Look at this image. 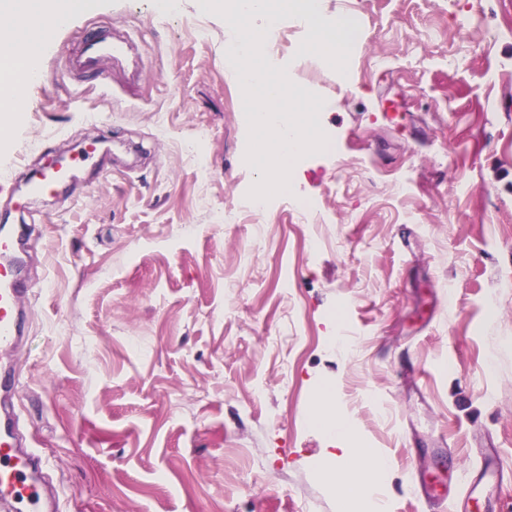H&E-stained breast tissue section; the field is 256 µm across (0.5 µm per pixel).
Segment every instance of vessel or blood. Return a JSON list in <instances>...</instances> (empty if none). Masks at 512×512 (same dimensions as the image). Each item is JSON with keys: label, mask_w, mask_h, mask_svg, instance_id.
Instances as JSON below:
<instances>
[{"label": "vessel or blood", "mask_w": 512, "mask_h": 512, "mask_svg": "<svg viewBox=\"0 0 512 512\" xmlns=\"http://www.w3.org/2000/svg\"><path fill=\"white\" fill-rule=\"evenodd\" d=\"M122 71L127 86L138 85L141 76L139 49L131 33L109 28L83 39L69 68L81 73L99 71L102 61ZM74 165L45 169L29 182V196H45L65 180L75 178ZM28 242L26 226L0 231V357L9 356L22 340L21 302L29 288L20 274L21 255ZM18 385L0 381V503L11 512H48L41 456L26 449L16 418ZM480 467L463 476L466 491L455 503V512H494L491 492L503 479L500 458L492 449L481 452Z\"/></svg>", "instance_id": "vessel-or-blood-1"}]
</instances>
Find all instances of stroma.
I'll use <instances>...</instances> for the list:
<instances>
[{
    "label": "stroma",
    "mask_w": 512,
    "mask_h": 512,
    "mask_svg": "<svg viewBox=\"0 0 512 512\" xmlns=\"http://www.w3.org/2000/svg\"><path fill=\"white\" fill-rule=\"evenodd\" d=\"M202 3L85 0L0 133L6 170L108 147L28 213L0 184L32 288L0 372L57 512H374L327 476L358 448L391 468L384 512H452L481 447L512 512V0H323L356 28L338 62L309 54L301 10L279 20L266 52L324 99L334 149L260 215L231 33ZM134 19L139 85L67 73L88 33Z\"/></svg>",
    "instance_id": "stroma-1"
}]
</instances>
